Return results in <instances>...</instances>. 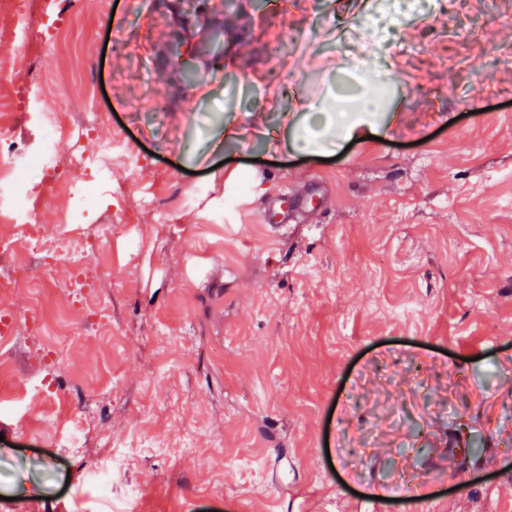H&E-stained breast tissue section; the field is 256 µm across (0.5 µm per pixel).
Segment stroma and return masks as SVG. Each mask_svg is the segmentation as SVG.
Returning <instances> with one entry per match:
<instances>
[{"instance_id":"1","label":"stroma","mask_w":512,"mask_h":512,"mask_svg":"<svg viewBox=\"0 0 512 512\" xmlns=\"http://www.w3.org/2000/svg\"><path fill=\"white\" fill-rule=\"evenodd\" d=\"M24 2L38 38L0 71L5 121L34 147V113H100L89 140L120 159L86 224L117 235L82 297L70 262L0 254L29 276L0 336V512H512V0ZM367 73L389 90L375 138L294 149L311 98ZM286 187L281 238L263 216ZM80 415L88 446L61 447Z\"/></svg>"}]
</instances>
